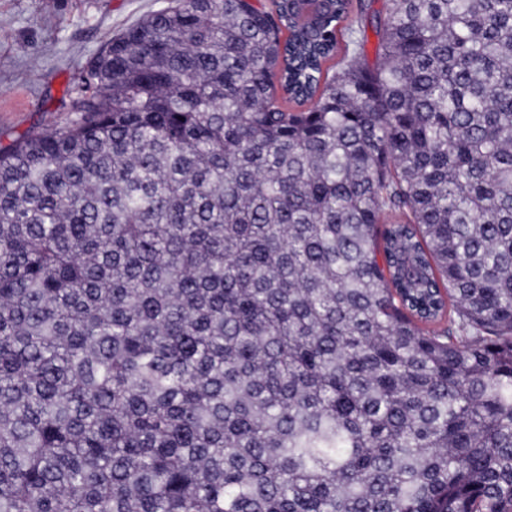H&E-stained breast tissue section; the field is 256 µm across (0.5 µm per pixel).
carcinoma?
Listing matches in <instances>:
<instances>
[{
	"label": "carcinoma",
	"instance_id": "cac0c4a2",
	"mask_svg": "<svg viewBox=\"0 0 512 512\" xmlns=\"http://www.w3.org/2000/svg\"><path fill=\"white\" fill-rule=\"evenodd\" d=\"M374 2L166 0L0 150V512H512V0Z\"/></svg>",
	"mask_w": 512,
	"mask_h": 512
}]
</instances>
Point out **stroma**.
<instances>
[{
    "instance_id": "obj_1",
    "label": "stroma",
    "mask_w": 512,
    "mask_h": 512,
    "mask_svg": "<svg viewBox=\"0 0 512 512\" xmlns=\"http://www.w3.org/2000/svg\"><path fill=\"white\" fill-rule=\"evenodd\" d=\"M164 0H0V149L64 124L67 87L98 49Z\"/></svg>"
}]
</instances>
